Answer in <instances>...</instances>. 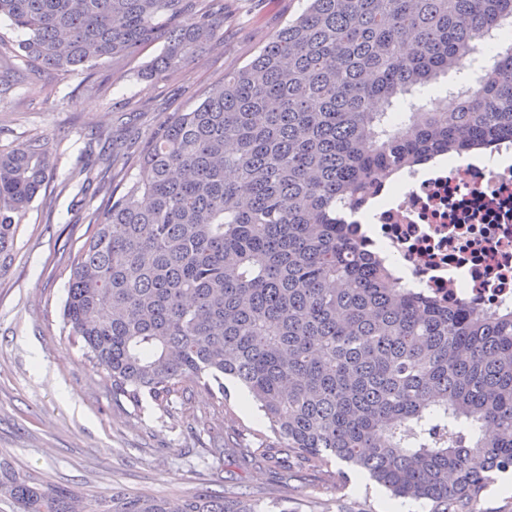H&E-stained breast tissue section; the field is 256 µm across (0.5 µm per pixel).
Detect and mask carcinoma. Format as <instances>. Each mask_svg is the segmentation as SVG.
<instances>
[{"label": "carcinoma", "instance_id": "1", "mask_svg": "<svg viewBox=\"0 0 512 512\" xmlns=\"http://www.w3.org/2000/svg\"><path fill=\"white\" fill-rule=\"evenodd\" d=\"M244 67L163 124L143 180L90 218L63 319L112 393L160 407L231 376L285 448L369 472L430 512H479L512 470V310L438 306L398 288L336 223L383 171L512 139V46L442 109L417 95L459 72L512 0H308ZM16 53L73 72L163 48L162 80L224 40V0H0ZM398 105L408 120L391 118ZM47 141L0 149V257L52 177ZM12 512H266L247 495L173 503L96 495L0 459Z\"/></svg>", "mask_w": 512, "mask_h": 512}]
</instances>
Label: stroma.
Listing matches in <instances>:
<instances>
[{
	"instance_id": "1",
	"label": "stroma",
	"mask_w": 512,
	"mask_h": 512,
	"mask_svg": "<svg viewBox=\"0 0 512 512\" xmlns=\"http://www.w3.org/2000/svg\"><path fill=\"white\" fill-rule=\"evenodd\" d=\"M223 43L168 79L140 78L161 52L152 42L124 62L90 71L31 74L24 62L0 87V147L47 138L55 169L22 216L0 263V458L87 494L119 489L177 499L245 488L276 512H385L386 490L332 462L299 464L280 452L240 461L271 431L234 382L199 387L169 408L113 396L102 371L63 321L71 267L91 216L140 178L134 161L161 122L201 102L224 74L246 65L305 0H224Z\"/></svg>"
}]
</instances>
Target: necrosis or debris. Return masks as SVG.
<instances>
[{
    "instance_id": "1",
    "label": "necrosis or debris",
    "mask_w": 512,
    "mask_h": 512,
    "mask_svg": "<svg viewBox=\"0 0 512 512\" xmlns=\"http://www.w3.org/2000/svg\"><path fill=\"white\" fill-rule=\"evenodd\" d=\"M374 227L437 303L512 308V168L464 163L406 181Z\"/></svg>"
}]
</instances>
